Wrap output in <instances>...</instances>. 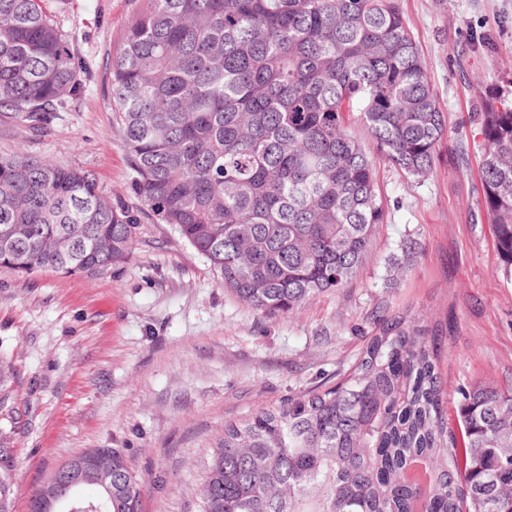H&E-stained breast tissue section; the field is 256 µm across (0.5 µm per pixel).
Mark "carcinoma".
Masks as SVG:
<instances>
[{
  "label": "carcinoma",
  "instance_id": "carcinoma-1",
  "mask_svg": "<svg viewBox=\"0 0 512 512\" xmlns=\"http://www.w3.org/2000/svg\"><path fill=\"white\" fill-rule=\"evenodd\" d=\"M43 2L0 0V112L21 131L83 88ZM110 77L145 212L268 316L354 278L387 221L377 160L426 178L448 137L398 0H140ZM477 125L482 205L511 267L512 101L482 102ZM136 229L92 172L0 156L1 269L106 271ZM442 336L394 314L336 384L225 423L198 512H512V386L458 389L448 430ZM12 378L0 360V411ZM9 444L0 431V472L15 470ZM68 512H141L122 450L112 493Z\"/></svg>",
  "mask_w": 512,
  "mask_h": 512
}]
</instances>
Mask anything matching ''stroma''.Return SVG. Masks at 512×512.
Masks as SVG:
<instances>
[{"instance_id":"1","label":"stroma","mask_w":512,"mask_h":512,"mask_svg":"<svg viewBox=\"0 0 512 512\" xmlns=\"http://www.w3.org/2000/svg\"><path fill=\"white\" fill-rule=\"evenodd\" d=\"M138 0H45L68 35L83 89L51 130L0 123V156L21 151L92 171L137 223L130 259L104 273L0 269V359L15 370L0 414L16 451L11 512L89 448H119L141 479L142 512H196L203 463L224 424L333 384L382 316L408 309L443 327L449 401L460 387L512 385V273L481 205L477 103L512 99V0H401L449 140L434 173L378 166L386 224L355 278L269 318L225 290L168 224L144 214L112 112L110 61ZM464 144L468 168L454 158ZM418 254L387 274L401 242Z\"/></svg>"}]
</instances>
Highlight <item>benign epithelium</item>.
<instances>
[{
    "instance_id": "7a95c632",
    "label": "benign epithelium",
    "mask_w": 512,
    "mask_h": 512,
    "mask_svg": "<svg viewBox=\"0 0 512 512\" xmlns=\"http://www.w3.org/2000/svg\"><path fill=\"white\" fill-rule=\"evenodd\" d=\"M112 466V450L90 448L66 465L61 475L47 482L33 502V512H59V505L79 484L97 475L103 466Z\"/></svg>"
}]
</instances>
